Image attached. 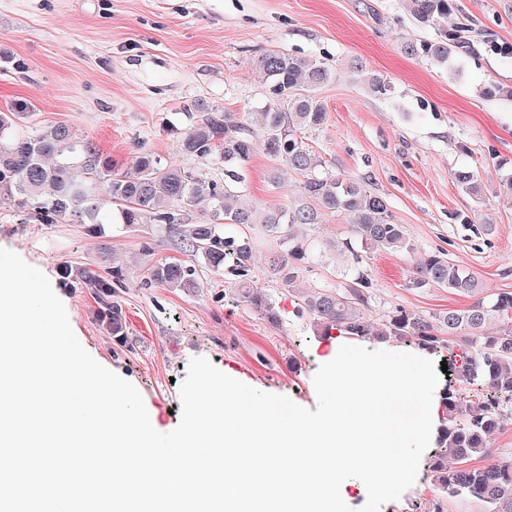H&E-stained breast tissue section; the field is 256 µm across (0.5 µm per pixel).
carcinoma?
Listing matches in <instances>:
<instances>
[{"label":"carcinoma","mask_w":512,"mask_h":512,"mask_svg":"<svg viewBox=\"0 0 512 512\" xmlns=\"http://www.w3.org/2000/svg\"><path fill=\"white\" fill-rule=\"evenodd\" d=\"M413 18L423 26H436L448 14L461 11L457 0H408ZM470 24L439 29L437 38L405 52L423 53L435 64L453 69L454 57L465 48ZM257 72L267 88L265 103L243 123L219 107L198 103L193 121L182 138L185 153L199 158L224 159V183L209 180L191 169L165 163L154 153L139 156L131 171L123 172L104 156L95 143L78 136L59 122L35 133L16 128L13 113H0V205L18 209L41 224H183L184 212L207 203L211 218L194 224L185 244L214 271L229 267L245 302L269 323L280 322L275 305L249 288L253 250L246 237L225 236L222 224H262L270 236L288 244L287 256L276 262L288 284L308 270L309 244L294 231L296 224H315L318 211L309 206L276 209L261 217L239 204L243 165L262 148L269 156L306 174L304 192L319 206L343 213L354 241L345 242L356 263L344 289H322L300 298L299 308L324 326L367 338L373 330L366 318L370 277L364 249L410 250L402 225L395 223L383 198L366 192L344 176H321V159L298 142L297 132L315 128L326 119V107L315 90L333 79L322 63L304 61L281 51L262 54ZM265 139L254 140L253 127ZM149 281L168 288H193L195 267L177 262L161 263ZM414 288L437 286L472 298L463 309L425 317L398 308L390 312L379 336L408 342L427 352L448 349L455 381L442 388L443 412L439 448L431 457L442 492L482 502L487 512H512V460L491 467L468 465L487 452L488 438L501 426L503 405L512 402V326L496 336L482 333L495 317H512V293H486L476 277L448 260L440 249L428 251L410 272ZM477 383L490 394L465 404L456 381Z\"/></svg>","instance_id":"obj_1"}]
</instances>
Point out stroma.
I'll use <instances>...</instances> for the list:
<instances>
[{
    "label": "stroma",
    "mask_w": 512,
    "mask_h": 512,
    "mask_svg": "<svg viewBox=\"0 0 512 512\" xmlns=\"http://www.w3.org/2000/svg\"><path fill=\"white\" fill-rule=\"evenodd\" d=\"M460 13L480 31L448 73L428 58L406 54L407 42L436 37L406 0H0V112L21 130L64 122L94 141L118 167L154 152L168 163L223 181L224 164L181 149L190 108L205 103L246 120L264 100L255 62L281 50L321 62L335 78L318 89L327 117L298 139L326 172L351 177L384 198L414 252L367 253L369 320L374 329L402 307L435 316L466 307L469 297L445 288L409 285L420 252L443 248L490 292H512V195L499 192L512 169V100L485 96L512 87V0H460ZM390 82L373 95L369 77ZM473 172L481 198L462 191L457 171ZM279 182H272V172ZM240 193L263 210L307 204L303 175L256 151ZM208 215L192 207L185 224H42L0 207V247L37 267L63 298L84 349L141 393L155 429L180 422V386L192 358H208L255 389L316 409L313 379L335 349L312 319L298 313L300 293L347 284L353 261L341 244L350 236L333 210L303 226L310 272L287 285L270 268L285 247L258 224H227L225 234L253 246L251 284L281 315L273 325L238 299L227 271L195 264L182 239ZM165 262L195 264L197 286L186 291L147 280ZM122 308L123 336L114 338L107 304ZM381 512H486L480 502L441 492L427 463L412 487Z\"/></svg>",
    "instance_id": "stroma-1"
}]
</instances>
